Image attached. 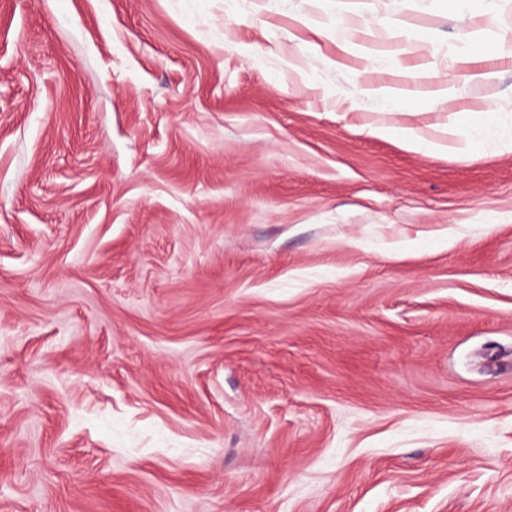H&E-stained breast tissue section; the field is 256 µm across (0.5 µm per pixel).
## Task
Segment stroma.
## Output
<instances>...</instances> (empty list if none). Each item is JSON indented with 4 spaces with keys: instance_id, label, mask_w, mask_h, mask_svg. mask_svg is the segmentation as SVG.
Returning <instances> with one entry per match:
<instances>
[{
    "instance_id": "obj_1",
    "label": "stroma",
    "mask_w": 512,
    "mask_h": 512,
    "mask_svg": "<svg viewBox=\"0 0 512 512\" xmlns=\"http://www.w3.org/2000/svg\"><path fill=\"white\" fill-rule=\"evenodd\" d=\"M454 113L512 0H0V512H512V153L369 133ZM372 135L396 139L411 150L422 153H434L442 150V145L418 137L413 129L396 126H379L370 130Z\"/></svg>"
}]
</instances>
